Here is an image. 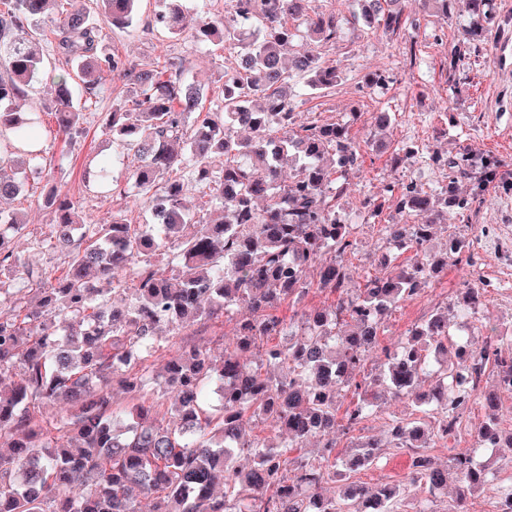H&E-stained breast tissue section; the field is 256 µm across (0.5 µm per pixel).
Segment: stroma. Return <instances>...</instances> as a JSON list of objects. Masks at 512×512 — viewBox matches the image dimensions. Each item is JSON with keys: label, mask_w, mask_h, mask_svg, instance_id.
Segmentation results:
<instances>
[{"label": "stroma", "mask_w": 512, "mask_h": 512, "mask_svg": "<svg viewBox=\"0 0 512 512\" xmlns=\"http://www.w3.org/2000/svg\"><path fill=\"white\" fill-rule=\"evenodd\" d=\"M311 6L319 12L336 9L344 18L340 40L313 47L323 60L334 62L342 79L327 96L301 104L300 119L306 123L318 116L348 123L352 136L362 147L361 167L351 178L348 191L339 198L343 213L359 212L367 200L383 207L380 217L356 230L358 248L345 257L351 284L356 287L379 272L375 243L381 225L407 221L406 215L389 206L388 186L414 184L427 190L443 186L448 181V170L433 163L437 154L445 158L463 154L474 158L495 156L503 161L504 173L512 174V34L495 42H482L471 26L469 0H451L444 18L423 13L418 0H409L406 11L418 17L419 25L397 36L354 21L348 0H312ZM158 8V0H140L138 19L143 29L134 35L104 27L101 53L119 54L133 65L165 60L180 63L203 86L206 101L219 103L224 96L220 75L226 53L213 46H198L171 37L159 29L148 30L146 24ZM454 46L460 48L462 58L456 73L451 75L446 70V55ZM44 59L45 70L21 106L23 111L42 115L47 129L43 142L47 155L68 152V162L58 179L74 201L81 220L87 224H106L113 211L122 210L131 223H149V210L136 194L124 199L111 198L96 177L104 167L122 182L136 164L134 156L114 142L104 128L107 112L126 97V85L104 75L98 97L86 113L83 134L76 148L69 152L63 140L57 138L55 120L50 114L56 76L53 52L45 51ZM378 72L388 78L380 93L364 83L366 75ZM380 110L394 115L392 124L383 132L371 119ZM406 143L418 145L419 155L394 163L391 149ZM48 190L44 179L26 181L21 191L0 208L26 222L15 239L26 261L57 277L66 270L68 257L48 239L52 215L42 205ZM471 221L492 230L512 226V186L489 188ZM471 284L468 265L448 266L431 288L402 302L393 311L381 344L398 341L435 306L457 302ZM235 330V320L226 318L198 324L186 331L183 344L219 354L233 343ZM411 411L407 400L389 401L355 431L342 437L340 452H350L352 446L368 439H384L389 417H401ZM409 473L410 455L398 450L351 473L350 478L371 488L405 483Z\"/></svg>", "instance_id": "1"}]
</instances>
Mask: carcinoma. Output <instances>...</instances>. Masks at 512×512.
<instances>
[{"mask_svg":"<svg viewBox=\"0 0 512 512\" xmlns=\"http://www.w3.org/2000/svg\"><path fill=\"white\" fill-rule=\"evenodd\" d=\"M96 2L101 9L94 14L81 0H0V139L12 155L7 166L23 156L49 180L62 168L64 158L52 164L37 148L38 118L18 110L43 72L41 43L51 44L56 127L69 149L85 116L74 102L70 73L84 96L98 95L107 72L133 85V97L113 108L106 129L139 156L130 181L149 208L165 202L167 221L131 224L115 211L109 224H85L68 192L53 186L44 199L53 215L51 236L69 248L68 270L54 278L17 255L1 227L17 233L23 224L0 214V301L18 309L0 316V512H141L143 498L152 500L150 512H364L362 501L318 489L350 473L336 451L339 410L347 434L376 411L378 390L407 396L415 407V414L387 424L385 447L408 450L411 466L407 483L366 489L380 512H405L411 493L445 489L450 469L462 493L447 512H466L467 495L488 486L496 497L512 498V482L494 483L495 473L477 459L479 449L502 442L512 456V430L503 433L498 418L499 393L481 394L484 419L472 430L463 425L468 382L487 373L512 378V352L503 351L512 335H490L482 349L473 340L465 344L464 336L448 333L453 305L447 303L398 341L407 368L389 362L372 377L363 374L391 311L430 287L448 263L465 258L460 228H473L465 218L498 182L499 160L483 159L475 173L466 159L447 158L444 186L387 189L411 223L383 224L380 232L399 239L398 253L411 256L349 289L344 257L357 248L355 225L339 221L332 184L341 181L339 193L347 189L360 146L345 123L298 122L300 104L324 96L341 75L336 65L294 50L304 36L336 43L340 14L311 15L309 0H229L238 20L228 24L211 11L210 0H198L192 13L162 0L155 27L237 53L224 67L223 100L207 107L180 64L135 67L100 54L101 24L135 27L139 0ZM352 2L354 19L391 36L413 23L402 0ZM491 3L470 0L474 25L488 41L500 33ZM466 178L474 190L461 198L457 183ZM188 185L223 217L213 221L202 210H186ZM438 228L448 234L442 259L430 250ZM173 242L175 285L163 267ZM313 265L318 288L337 299L286 322L279 309L309 291L305 274ZM482 292L466 289L469 302L456 315L475 317ZM240 304L252 317L237 323L222 358L179 347L166 363L163 385L148 387L145 364L156 352L158 327L174 345L186 329L229 317ZM288 323L297 324L288 345L271 343ZM253 349L260 352L258 369L246 358ZM114 377L135 404H117L101 387ZM425 377L434 379L427 389L420 385ZM211 392L220 401L213 411L206 405ZM168 394L170 421L161 414ZM49 403L75 411L45 428L36 412ZM268 418L284 432L277 443L245 435L247 424ZM466 430L472 447L449 455L448 465L428 452L432 443ZM313 438L318 458L294 455ZM360 448L355 466L382 455L376 441Z\"/></svg>","mask_w":512,"mask_h":512,"instance_id":"carcinoma-1","label":"carcinoma"}]
</instances>
